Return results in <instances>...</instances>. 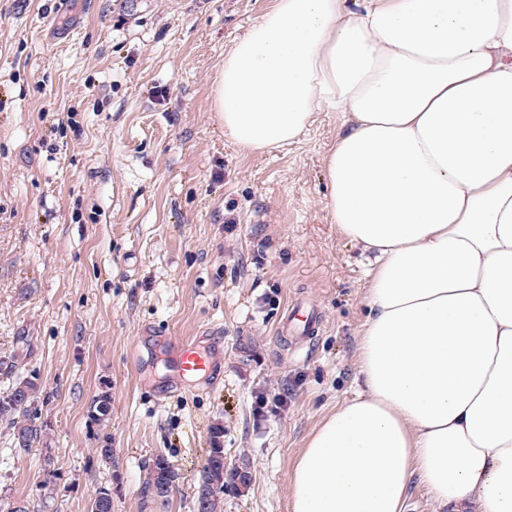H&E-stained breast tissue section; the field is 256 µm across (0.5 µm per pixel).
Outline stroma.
Instances as JSON below:
<instances>
[{"instance_id": "1", "label": "stroma", "mask_w": 512, "mask_h": 512, "mask_svg": "<svg viewBox=\"0 0 512 512\" xmlns=\"http://www.w3.org/2000/svg\"><path fill=\"white\" fill-rule=\"evenodd\" d=\"M272 3L0 0V356L29 337L46 433L21 453L0 426V499L38 500L50 468L47 512H89L102 485L112 512H193L218 427L225 468L250 472L224 512H288L298 452L353 397L368 266L324 176L345 117L249 154L211 109L225 50ZM296 299L322 318L302 344L278 333ZM172 336L219 347L220 383L167 391ZM159 455L164 502L139 492Z\"/></svg>"}]
</instances>
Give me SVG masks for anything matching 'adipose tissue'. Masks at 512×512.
<instances>
[{
	"label": "adipose tissue",
	"mask_w": 512,
	"mask_h": 512,
	"mask_svg": "<svg viewBox=\"0 0 512 512\" xmlns=\"http://www.w3.org/2000/svg\"><path fill=\"white\" fill-rule=\"evenodd\" d=\"M212 107L242 150L341 112L337 232L372 255L358 374L296 458L289 512H512V0H274ZM404 512H438L427 488L418 480L410 487Z\"/></svg>",
	"instance_id": "adipose-tissue-1"
}]
</instances>
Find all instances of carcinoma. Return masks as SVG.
Instances as JSON below:
<instances>
[{
	"mask_svg": "<svg viewBox=\"0 0 512 512\" xmlns=\"http://www.w3.org/2000/svg\"><path fill=\"white\" fill-rule=\"evenodd\" d=\"M19 355L13 354L0 358V375L8 380V386L0 392V422L12 431L14 447L26 452L33 444L44 437L43 430L34 425L33 420L39 412L38 378L29 374L16 375ZM214 460L200 473L197 489L203 491L205 506L201 512H224V488L231 480V474L224 470V449H214ZM164 457L158 456L144 467L140 495L148 500L150 487L156 481L159 464ZM112 493L110 488L100 486L96 489L91 512H112Z\"/></svg>",
	"mask_w": 512,
	"mask_h": 512,
	"instance_id": "carcinoma-1",
	"label": "carcinoma"
}]
</instances>
